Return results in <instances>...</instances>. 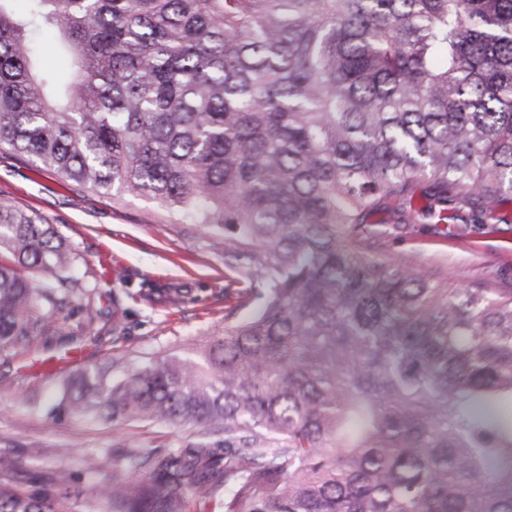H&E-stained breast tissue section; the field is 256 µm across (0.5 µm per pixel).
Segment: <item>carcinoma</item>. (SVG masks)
I'll return each mask as SVG.
<instances>
[{"mask_svg": "<svg viewBox=\"0 0 512 512\" xmlns=\"http://www.w3.org/2000/svg\"><path fill=\"white\" fill-rule=\"evenodd\" d=\"M0 0V149L224 231L250 314L199 360L64 383L48 415L222 439L134 459L113 512H512V288L377 261L512 195V0ZM56 36L75 67L35 59ZM429 200L411 212L417 188ZM52 224L0 205V355L81 293ZM43 274L40 288L26 271ZM54 487L0 512H61Z\"/></svg>", "mask_w": 512, "mask_h": 512, "instance_id": "1", "label": "carcinoma"}]
</instances>
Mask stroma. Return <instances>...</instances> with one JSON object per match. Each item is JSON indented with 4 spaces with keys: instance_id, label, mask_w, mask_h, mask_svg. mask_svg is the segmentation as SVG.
Returning <instances> with one entry per match:
<instances>
[{
    "instance_id": "35a3bbf8",
    "label": "stroma",
    "mask_w": 512,
    "mask_h": 512,
    "mask_svg": "<svg viewBox=\"0 0 512 512\" xmlns=\"http://www.w3.org/2000/svg\"><path fill=\"white\" fill-rule=\"evenodd\" d=\"M54 224L77 254V275L94 287L92 312L70 305L51 317L53 329L18 355L0 358V456L14 468L0 485H54L67 512H112L100 486L128 476L137 451L186 448L200 428L167 422H112L43 409L60 385L109 360L130 370L167 355L194 358L224 330L235 299L248 287L243 270L224 265V236L202 232L182 214L143 197L92 191L0 152V202ZM505 224L463 234L443 224H417L389 234L385 251L474 283L512 288V202Z\"/></svg>"
}]
</instances>
